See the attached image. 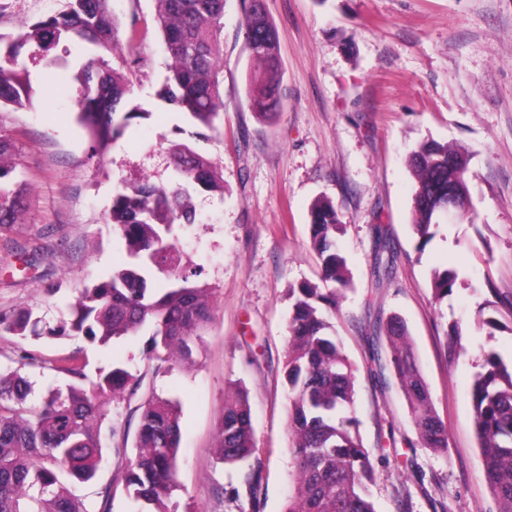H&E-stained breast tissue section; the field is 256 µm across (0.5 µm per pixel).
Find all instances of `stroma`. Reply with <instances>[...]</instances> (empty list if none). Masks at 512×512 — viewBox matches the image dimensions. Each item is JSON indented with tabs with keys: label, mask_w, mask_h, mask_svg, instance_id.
I'll list each match as a JSON object with an SVG mask.
<instances>
[{
	"label": "stroma",
	"mask_w": 512,
	"mask_h": 512,
	"mask_svg": "<svg viewBox=\"0 0 512 512\" xmlns=\"http://www.w3.org/2000/svg\"><path fill=\"white\" fill-rule=\"evenodd\" d=\"M66 0H11L0 32L63 10ZM124 40L114 66L131 84L132 120L102 160L88 154L78 123L75 77L92 56L71 47L65 69L31 67L32 109H0V136L10 140L30 187L17 224L0 225V312L30 309L50 327L71 319L76 289L108 279L128 263L106 217L124 185L168 182V148L185 142L222 167L224 192L193 190L196 221L176 226L174 243L202 271L211 319L191 363L152 372L147 333L105 347L74 337L23 339L0 333V372L32 354L37 366L29 404L65 385L58 358L79 352L88 377L120 360L145 387L182 407L177 487L169 512H240L232 490L258 474L256 512H285L296 494L283 368L288 346V288L317 280L310 208L336 207L338 243L351 286L333 320L356 365L355 415L375 468L376 512H497L483 474L470 389L484 353L512 360V0H266L280 41V106L259 120L246 101L253 65L240 31L241 0L224 9V111L218 131L192 124L165 96L168 60L154 0H111ZM434 139L468 156L472 210L440 225L419 246L412 228L415 179L409 152ZM385 225L399 257L374 273L373 225ZM456 270L458 286L436 302L431 273ZM499 297H492L488 284ZM401 317L417 363L446 423L448 446L417 442L392 372L375 376L369 337ZM502 322L494 330L486 318ZM458 324L465 350L448 356L447 332ZM246 390L257 451L229 467L216 453L224 401ZM107 438L95 479L75 486L86 506L117 484L133 446L110 437L124 424L125 402L106 403Z\"/></svg>",
	"instance_id": "1"
}]
</instances>
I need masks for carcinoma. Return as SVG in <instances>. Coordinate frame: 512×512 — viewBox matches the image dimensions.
Returning a JSON list of instances; mask_svg holds the SVG:
<instances>
[{
    "instance_id": "cac0c4a2",
    "label": "carcinoma",
    "mask_w": 512,
    "mask_h": 512,
    "mask_svg": "<svg viewBox=\"0 0 512 512\" xmlns=\"http://www.w3.org/2000/svg\"><path fill=\"white\" fill-rule=\"evenodd\" d=\"M226 0H155L156 23L170 64L167 94L190 118L217 129L224 108L222 65ZM242 34L257 69L248 76L247 101L260 119L277 112L279 42L268 12L243 0ZM62 41L97 49L79 77V123L89 137L91 157H102L138 117L123 111L131 89L112 65L121 49L120 23L110 0H66L56 14L24 23L20 31L0 33V104L17 109L33 105L34 92L23 57L35 45L46 53ZM173 177L167 185L129 184L112 199L111 221L135 262L112 276L77 291L70 328L52 329L30 310L0 313V332L38 340L43 336H82L107 346L124 336L149 331L146 356L154 371L191 358L193 337L209 320L200 272L181 263L173 242L174 224L195 223L189 186L224 193L222 169L186 143L170 149ZM416 178L413 231L420 248L435 237L439 207L448 197V180L470 196L467 155L436 140L419 144L408 156ZM12 146L0 137V224L18 223L26 183L15 179ZM327 199L310 210L311 244L318 257L320 282L302 281L288 288V355L292 454L299 478L297 496L286 512H375L369 485L375 469L364 448L355 416V368L335 336L331 318L350 285L337 236L344 233ZM378 267L389 270L397 251L381 227L375 228ZM160 274L168 284L152 287ZM458 274L434 273L432 293L442 301L453 293ZM389 364L407 403L419 442L440 451L448 447L447 427L435 411L420 372L407 327L398 317L385 326ZM57 370L71 378L65 388L49 390L39 406L26 404L32 385L20 371L0 373V512H90L74 493L75 483L93 479L102 460V398L130 400L146 375H134L121 363L102 370L85 386L81 367L65 362ZM473 419L485 476L498 512H512V364L491 351L484 355L472 392ZM137 420L134 459L124 468L123 491L151 512H168L165 500L176 484L181 411L153 393L131 409ZM256 451L249 399L238 391L224 401L218 454L235 465Z\"/></svg>"
}]
</instances>
